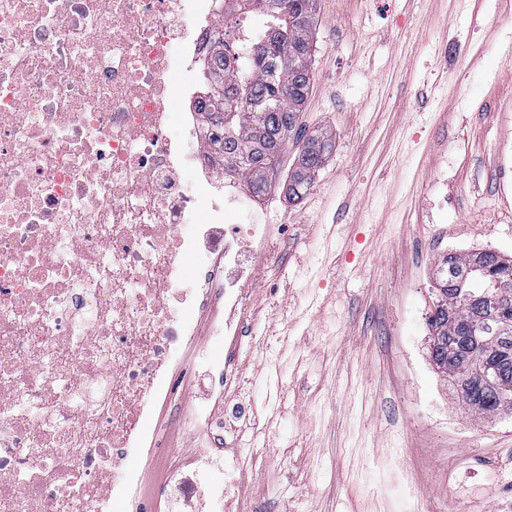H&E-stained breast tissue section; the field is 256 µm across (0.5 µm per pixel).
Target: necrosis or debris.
I'll return each instance as SVG.
<instances>
[{"label": "necrosis or debris", "instance_id": "1", "mask_svg": "<svg viewBox=\"0 0 512 512\" xmlns=\"http://www.w3.org/2000/svg\"><path fill=\"white\" fill-rule=\"evenodd\" d=\"M220 24L214 0H0V512H194L193 490L238 487L240 456L182 451L224 428L197 408L159 482L129 465L170 398L241 385L184 345L243 336L241 243L272 255L258 215L224 222L240 200L214 194L211 131L171 133Z\"/></svg>", "mask_w": 512, "mask_h": 512}]
</instances>
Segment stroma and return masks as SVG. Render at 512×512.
Masks as SVG:
<instances>
[{
    "mask_svg": "<svg viewBox=\"0 0 512 512\" xmlns=\"http://www.w3.org/2000/svg\"><path fill=\"white\" fill-rule=\"evenodd\" d=\"M313 32L300 132L335 147L292 203L290 141L253 204L256 426L224 435L255 469L223 512H512V413L465 412L428 344L439 260L512 256V0H317Z\"/></svg>",
    "mask_w": 512,
    "mask_h": 512,
    "instance_id": "stroma-1",
    "label": "stroma"
}]
</instances>
